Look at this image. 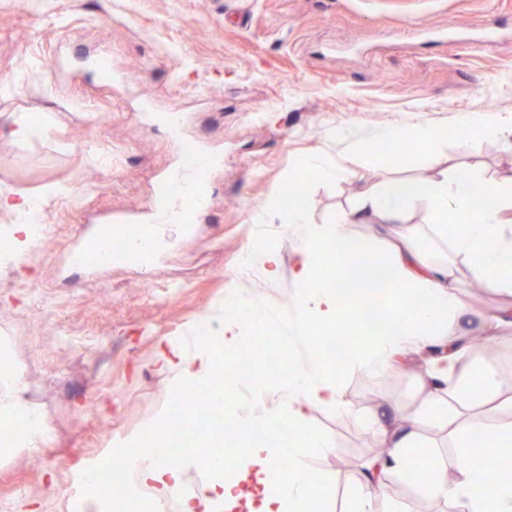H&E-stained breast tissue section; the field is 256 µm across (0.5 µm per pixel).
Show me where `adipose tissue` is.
Returning a JSON list of instances; mask_svg holds the SVG:
<instances>
[{
  "label": "adipose tissue",
  "instance_id": "ef3b65f1",
  "mask_svg": "<svg viewBox=\"0 0 512 512\" xmlns=\"http://www.w3.org/2000/svg\"><path fill=\"white\" fill-rule=\"evenodd\" d=\"M419 202L428 204L435 219L434 233L447 240L450 252L463 260L470 278L512 293V182L492 183L474 173L465 180L455 175L430 181L393 180L361 192L357 205L341 213L333 224L310 223L304 198L287 210L289 223L307 227L292 270L297 286V330H305L310 323L322 335L335 329L348 302L342 284L353 280L365 260L379 266L392 286L405 289L412 313L407 318L395 314L385 298L377 308H364L365 317L382 316L386 326L358 356L359 367L380 374L409 350L430 347L442 351L432 362L419 418L409 419L392 433L376 419L365 418L366 426L387 438L389 452L368 464L369 478L361 482L348 512H406L402 503L378 492L373 478L392 472L408 483H416L411 462L419 446L417 424L422 420L451 426L463 446L450 469L435 455H427L433 477L424 484V491L456 503L460 512H512V480L482 481L468 463L483 439L495 437L499 414L512 412V400L500 403L504 383L495 368L466 363L469 346L465 337L448 336L449 325L460 324L469 313L458 293L452 266L435 259L414 241L405 240L375 252L366 241L352 243L347 231L348 225L374 219L385 225L406 223L412 207ZM0 210L14 218L9 228L13 247L0 256V262L8 264L17 261L33 244L32 224L40 206L27 196H5L0 197ZM326 248L336 255L344 273L340 281L323 285L319 279ZM272 319L271 313L256 309L244 294L232 292L224 300L221 342L225 348H237L243 327H261ZM210 339V328L200 327L190 355L180 344L161 342L158 360L162 369L171 372L184 387L219 381L240 389L244 383L241 374L217 370ZM266 393L267 401L247 396L233 404L237 427L245 433L259 432L287 420L293 429L287 449L275 448L264 439L253 441L231 465L213 466L211 481L199 495L182 500L181 512H237L243 506L250 512H323L325 503L314 491L312 480L307 479L303 463L310 454L328 448L330 442L309 431L307 412L317 406L347 411L336 378L316 358L306 367L289 372L282 381L267 385ZM274 397L280 399V406H271ZM452 400L461 405L479 402L487 426L479 428L449 414L448 403ZM285 452L290 455V463L284 468L280 457ZM132 469L137 481L160 503L172 497L182 475L180 466L151 454L135 461Z\"/></svg>",
  "mask_w": 512,
  "mask_h": 512
}]
</instances>
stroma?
<instances>
[{
    "label": "stroma",
    "instance_id": "35a3bbf8",
    "mask_svg": "<svg viewBox=\"0 0 512 512\" xmlns=\"http://www.w3.org/2000/svg\"><path fill=\"white\" fill-rule=\"evenodd\" d=\"M97 54L107 72L92 66ZM45 113L53 121L37 137L9 136ZM464 113L512 115V0H0V196L40 198L51 226L18 263L0 264V348L22 372L21 403L52 430L38 448L0 447V512H71L74 472L160 417L173 379L156 368L158 342L188 343L203 319L221 328L229 292L293 320L291 268L305 229L286 224L270 198L302 158L346 171L334 183L308 177L315 224L391 178L512 177V143L493 137L415 148L398 169L375 149L378 128H453ZM184 138L217 160L192 234L163 226L148 268L75 267L94 215L148 218ZM52 184L67 195L42 199ZM430 221L419 203L397 230L447 254ZM271 226L280 276L244 277L247 244ZM458 282L472 327L512 308L510 294ZM427 370L423 353L392 376L345 367L339 394L352 414L309 413V429L331 442L306 459L330 512H345L379 456L382 439L363 417L415 415ZM399 482L384 473L381 490L409 512H457Z\"/></svg>",
    "mask_w": 512,
    "mask_h": 512
}]
</instances>
